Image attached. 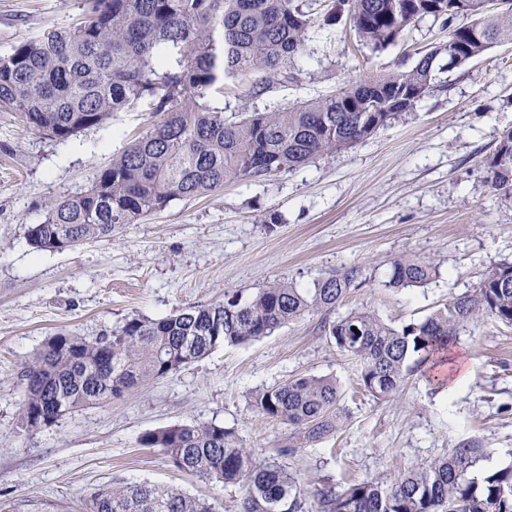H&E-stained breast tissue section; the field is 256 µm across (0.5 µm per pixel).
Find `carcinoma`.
Masks as SVG:
<instances>
[{"label": "carcinoma", "instance_id": "cac0c4a2", "mask_svg": "<svg viewBox=\"0 0 512 512\" xmlns=\"http://www.w3.org/2000/svg\"><path fill=\"white\" fill-rule=\"evenodd\" d=\"M487 0H84L85 20L44 31L0 54V108L27 125L67 140L104 125L115 112L147 103L161 116L97 171L86 191L48 203L47 217L27 228L37 252H63L108 239L116 229L164 209L180 197L212 193L224 183L262 179L350 147L445 85L444 74L512 41V0L496 10ZM348 16L363 44L383 51L425 17L458 19L448 33L456 57L439 64L438 46L413 66L350 81L339 92L236 121L211 104L229 83L252 80L260 97L298 81L297 61L314 25ZM491 187L512 198V129L487 161ZM437 273L426 258L392 262L387 286L422 287ZM356 269L336 271L309 289L275 282L249 300L188 307L158 320L133 317L96 338L59 332L24 372L20 415L26 432L49 428L68 414L119 398L164 378L218 346L271 335L286 323L326 311L358 287ZM512 325V263L490 267L476 288L455 296L424 320L392 327L358 309L322 321L336 348L360 364V385L378 399L394 397L408 375L448 347L471 320ZM341 394L331 377H299L254 397L265 416L299 428L304 443L339 429ZM140 445L160 448L173 465L209 482L240 484L239 512H512V466L471 471L488 451L466 444L393 482L374 479L338 490L301 485L277 464H258L223 426L174 424L143 433ZM86 512H217L204 497L149 483L94 493Z\"/></svg>", "mask_w": 512, "mask_h": 512}]
</instances>
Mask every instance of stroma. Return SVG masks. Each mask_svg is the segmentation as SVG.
Listing matches in <instances>:
<instances>
[{
  "mask_svg": "<svg viewBox=\"0 0 512 512\" xmlns=\"http://www.w3.org/2000/svg\"><path fill=\"white\" fill-rule=\"evenodd\" d=\"M83 17L81 0H0V54ZM447 40V24L431 17L380 52L351 27L316 28L298 62L299 84L253 98L242 82L211 102L231 120L330 95L348 81L413 65ZM158 120L140 103L60 141L0 110V506L84 512L102 487L147 482L238 512L241 486L204 482L176 469L162 449L140 445L144 432L172 424L224 426L256 462L285 465L312 488L393 481L467 442L491 451L495 468L512 464V325L488 317L468 322L449 345L441 389L418 371L396 397H373L315 312L24 432L22 373L56 333L93 338L132 317L159 319L228 294L246 300L276 281L309 288L349 267L361 271L358 286L336 315L367 309L399 328L474 288L490 266L512 262V200L492 189L485 165L512 128V42L491 45L450 73L446 89L352 147L173 200L109 240L33 251L27 227L44 221L48 199L86 191L98 167ZM403 256L431 258L436 277L387 287L392 261ZM300 376L334 377L341 400L337 434L297 448L292 427L259 413L253 397Z\"/></svg>",
  "mask_w": 512,
  "mask_h": 512,
  "instance_id": "stroma-1",
  "label": "stroma"
}]
</instances>
